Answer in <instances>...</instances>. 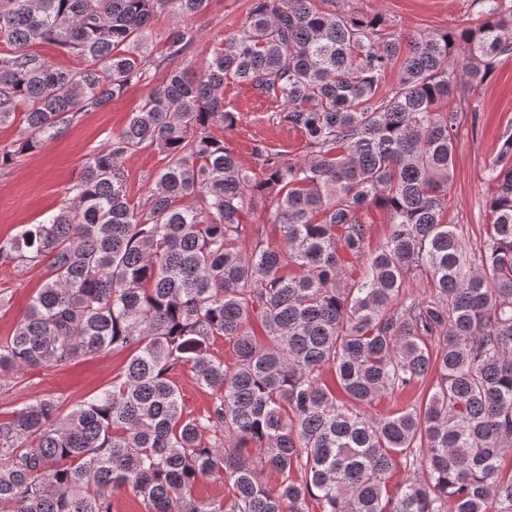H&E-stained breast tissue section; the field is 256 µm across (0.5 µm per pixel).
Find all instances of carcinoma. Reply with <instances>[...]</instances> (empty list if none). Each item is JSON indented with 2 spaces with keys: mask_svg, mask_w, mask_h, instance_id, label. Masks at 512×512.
Listing matches in <instances>:
<instances>
[{
  "mask_svg": "<svg viewBox=\"0 0 512 512\" xmlns=\"http://www.w3.org/2000/svg\"><path fill=\"white\" fill-rule=\"evenodd\" d=\"M208 2L0 0V125L20 123L0 169L142 81L154 19L178 20L162 85L88 155L69 202L0 239L1 263L44 264L0 339V382L128 352L100 392L0 420V512H112L122 490L145 512H512L511 134L487 167L483 248L447 222L461 113L512 54V0H481L475 25L423 38L328 0H254L197 73L176 61L197 40L183 21ZM230 80L276 105L309 157L261 146L259 169L244 167L212 131L239 120ZM145 146L164 164L135 201L122 160ZM264 202L281 244L257 228L245 247ZM373 206L389 231L371 252ZM352 258L365 264L347 283ZM414 271L430 300L403 299ZM186 371L210 396L198 414L176 382ZM432 372L423 409L363 411ZM399 458L416 470L393 492ZM214 475L228 497L194 496Z\"/></svg>",
  "mask_w": 512,
  "mask_h": 512,
  "instance_id": "1",
  "label": "carcinoma"
}]
</instances>
